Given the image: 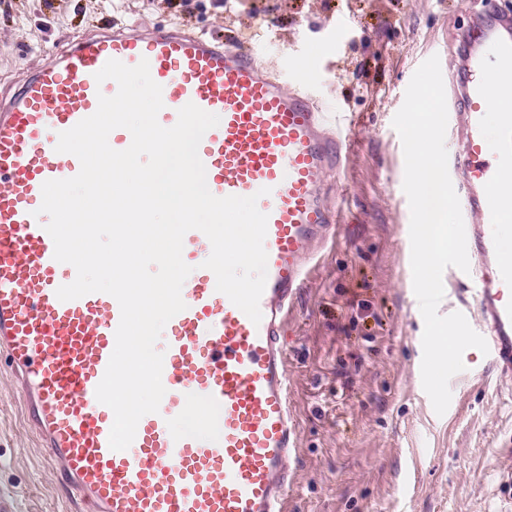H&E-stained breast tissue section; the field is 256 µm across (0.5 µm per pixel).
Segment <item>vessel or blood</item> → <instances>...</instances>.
Listing matches in <instances>:
<instances>
[{"label":"vessel or blood","mask_w":512,"mask_h":512,"mask_svg":"<svg viewBox=\"0 0 512 512\" xmlns=\"http://www.w3.org/2000/svg\"><path fill=\"white\" fill-rule=\"evenodd\" d=\"M489 58L494 68H486ZM111 59L148 60L162 88V126H174L190 102L218 115L198 148L207 186L218 197L258 195L268 216L257 324L217 292L203 266L211 253L205 234L186 233L183 259L193 268L186 308L158 344L166 393L123 451L110 448L114 414L95 395L115 348L119 304L99 292L58 299L76 270L55 260L48 218L37 213L43 183L80 170L76 156L56 152L58 135L92 115L99 95L117 92L115 81L95 80ZM457 98L453 167L469 264L482 273L477 312L493 362L512 376V252L491 231L512 222V14L490 11L466 36ZM491 100L497 123L490 136ZM343 145L317 105L285 89L255 53L161 25L79 36L0 107V350L27 424L78 496L79 512H286L296 432L285 325L316 245L339 221L319 184L340 168ZM192 404L200 415L176 426Z\"/></svg>","instance_id":"vessel-or-blood-1"}]
</instances>
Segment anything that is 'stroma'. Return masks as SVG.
Returning <instances> with one entry per match:
<instances>
[{
  "label": "stroma",
  "mask_w": 512,
  "mask_h": 512,
  "mask_svg": "<svg viewBox=\"0 0 512 512\" xmlns=\"http://www.w3.org/2000/svg\"><path fill=\"white\" fill-rule=\"evenodd\" d=\"M512 0H0V85L75 36L104 28H183L243 39L286 88L338 114L350 139L334 241L310 265L285 327L297 451L288 512H512V377L468 349L437 415L421 380L424 321L413 291L404 154L392 120L418 66L438 56L449 111L460 45L485 8ZM477 278L443 274L438 311L478 322ZM8 512H72L71 494L22 421L0 357V502Z\"/></svg>",
  "instance_id": "stroma-1"
}]
</instances>
